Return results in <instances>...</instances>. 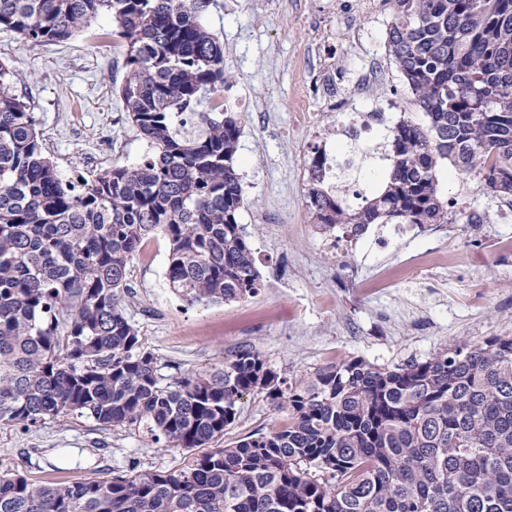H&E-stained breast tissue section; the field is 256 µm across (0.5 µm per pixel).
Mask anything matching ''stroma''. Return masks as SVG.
Returning <instances> with one entry per match:
<instances>
[{
	"mask_svg": "<svg viewBox=\"0 0 512 512\" xmlns=\"http://www.w3.org/2000/svg\"><path fill=\"white\" fill-rule=\"evenodd\" d=\"M389 0H212L203 24L224 44L228 82L223 101L241 118L236 164L247 206L241 212L263 286L255 296L210 306L186 305L167 286L168 243L151 237L127 266L125 313L153 352L160 375L211 371L244 349H258L276 371L302 380L350 358L381 367L428 358L454 341L473 344L512 335V204L491 198L478 180L441 162L437 176L448 200L449 230L401 233L380 244L368 233L352 252L336 250L308 218L305 193L314 146L350 150L349 139L325 137L336 111L313 100L306 123L296 103L310 81L305 61L314 49L331 59L337 94L352 91L358 71L377 63L361 116L383 131L400 118L423 120L387 49ZM326 32L315 44L310 23ZM102 14L74 38L32 48L0 30V62L22 73L42 133L45 154L62 180L115 165H135L152 153L127 117L119 86L127 75L121 39L105 37ZM469 198L470 212L457 203ZM479 212L483 221L471 219ZM459 254L461 263L416 277L407 264L422 245ZM288 416L262 395L244 398L224 444L287 425ZM182 460L135 429L115 431L85 417L22 431L0 425V471L29 482L102 479L137 466L173 470Z\"/></svg>",
	"mask_w": 512,
	"mask_h": 512,
	"instance_id": "35a3bbf8",
	"label": "stroma"
}]
</instances>
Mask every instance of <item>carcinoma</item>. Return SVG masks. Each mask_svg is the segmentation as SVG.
Here are the masks:
<instances>
[{"instance_id": "1", "label": "carcinoma", "mask_w": 512, "mask_h": 512, "mask_svg": "<svg viewBox=\"0 0 512 512\" xmlns=\"http://www.w3.org/2000/svg\"><path fill=\"white\" fill-rule=\"evenodd\" d=\"M210 0H0V29L31 48L107 13L127 46L119 94L154 148L136 166L62 181L43 152L21 74L0 63V425L91 418L182 452L176 470L36 485L0 472V512H512V336L450 343L394 369L361 358L289 382L257 350L163 383L124 312L127 265L168 242L165 277L190 305L262 286L245 228L233 112ZM389 54L426 121H399L383 182L352 206L350 171L317 147L306 207L325 233L446 224L449 160L512 200V0H393ZM288 425L224 447L244 397Z\"/></svg>"}]
</instances>
